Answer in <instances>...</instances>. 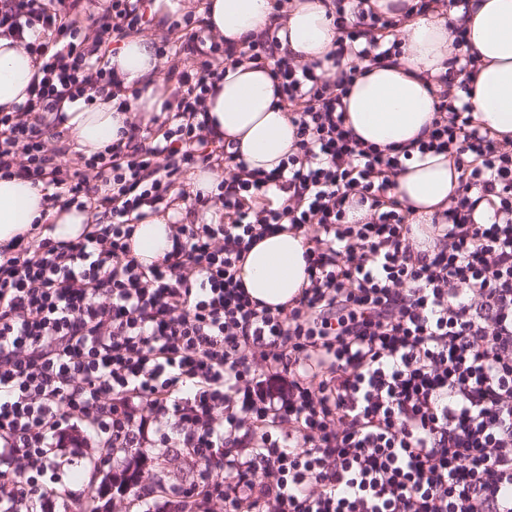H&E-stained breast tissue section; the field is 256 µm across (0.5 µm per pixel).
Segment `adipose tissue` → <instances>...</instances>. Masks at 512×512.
<instances>
[{
    "mask_svg": "<svg viewBox=\"0 0 512 512\" xmlns=\"http://www.w3.org/2000/svg\"><path fill=\"white\" fill-rule=\"evenodd\" d=\"M463 20L471 50L481 66L474 78L473 115L483 127L512 144V0H470ZM204 20L217 38L242 41L276 26L279 49L303 63L322 60L333 50L336 31L327 15L326 0H288L274 11L271 0H207ZM405 54L399 63L371 67L355 78L345 99L346 124L362 140L380 147L401 148L431 125L433 97L426 75H436L451 58V31L444 16H414L401 26ZM109 63L124 90H137L134 108L144 117L160 112L164 102L162 62L152 38L125 39ZM35 67L18 43L0 37V107L26 100ZM206 120L224 139L237 140L247 168L268 172L287 156L294 127L274 99L267 69L244 61L227 67L216 95L207 96ZM66 128L78 150L90 155L117 138L123 117L112 97L97 95L91 105L72 104ZM460 175L449 156L426 155L409 163L391 190L411 212L417 244L433 236L432 218L448 206V196ZM42 194L30 182L0 178V244L27 233L42 211ZM174 213L147 215L132 238V253L151 265L170 249L169 224ZM302 236L279 231L257 241L247 252L240 277L253 299L274 307L289 302L308 284Z\"/></svg>",
    "mask_w": 512,
    "mask_h": 512,
    "instance_id": "adipose-tissue-1",
    "label": "adipose tissue"
}]
</instances>
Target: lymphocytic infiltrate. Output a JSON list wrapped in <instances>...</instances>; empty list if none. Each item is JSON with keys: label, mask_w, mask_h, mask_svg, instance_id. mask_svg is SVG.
<instances>
[{"label": "lymphocytic infiltrate", "mask_w": 512, "mask_h": 512, "mask_svg": "<svg viewBox=\"0 0 512 512\" xmlns=\"http://www.w3.org/2000/svg\"><path fill=\"white\" fill-rule=\"evenodd\" d=\"M82 11L0 0V35L37 67L26 100L0 111V178L94 216L73 240L0 246V512H78L56 490L75 461L125 473L148 448L177 449L224 512H512V145L473 117L464 27L410 148L360 142L344 117L357 75L401 57L399 21L329 0L330 66L278 54L269 29L210 44L155 129L126 121L74 162L55 141L64 105L111 88L110 44L150 25L144 0H108L91 34ZM244 60L268 69L296 128L267 174L199 119ZM438 153L459 184L421 250L391 187ZM219 167L210 194L183 189L187 172ZM178 198L189 223L143 266L139 221ZM286 225L308 245L309 284L271 308L245 293L239 264Z\"/></svg>", "instance_id": "f902f5d3"}]
</instances>
